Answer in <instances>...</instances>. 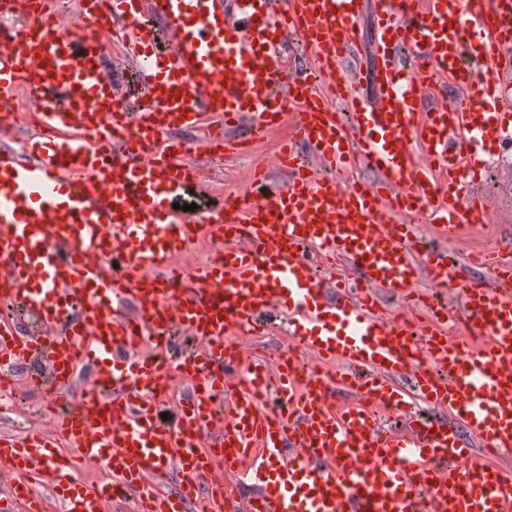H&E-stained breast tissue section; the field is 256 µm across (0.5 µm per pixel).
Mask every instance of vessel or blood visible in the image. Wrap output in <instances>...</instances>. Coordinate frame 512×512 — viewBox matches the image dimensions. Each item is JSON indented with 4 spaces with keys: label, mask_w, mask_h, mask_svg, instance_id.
Wrapping results in <instances>:
<instances>
[{
    "label": "vessel or blood",
    "mask_w": 512,
    "mask_h": 512,
    "mask_svg": "<svg viewBox=\"0 0 512 512\" xmlns=\"http://www.w3.org/2000/svg\"><path fill=\"white\" fill-rule=\"evenodd\" d=\"M363 3L91 0L69 34L47 0H0V97L19 90L37 107L23 153L0 149V298L42 325L1 331L0 360L45 363L33 384L54 398L52 432L0 437L6 501L40 512L49 494L63 512H104L122 493L140 512H188L204 494L217 512H512V467L475 452H512V243L462 264L391 221L426 214L451 239L486 223L474 149L495 144L512 100V0H378L373 58L348 71ZM116 26L139 74L121 90L101 39ZM291 36L311 58L288 68ZM361 79L374 100L359 98ZM446 81L453 97L421 109L424 83ZM288 111L283 187L260 165L247 204L171 208L199 180L191 154L228 145L213 128L192 144L173 132L218 118L259 140ZM359 164L378 181L348 179ZM203 238L222 244L220 261L175 263ZM423 274L436 287L428 320L378 314L379 295L410 301ZM124 300L132 311H117ZM276 313L316 367L226 342L262 335ZM440 320L469 323L472 342ZM175 357L190 390L166 421ZM83 364L93 380L76 392ZM339 386L354 396L342 409ZM56 436L103 462L108 482L81 484Z\"/></svg>",
    "instance_id": "vessel-or-blood-1"
}]
</instances>
